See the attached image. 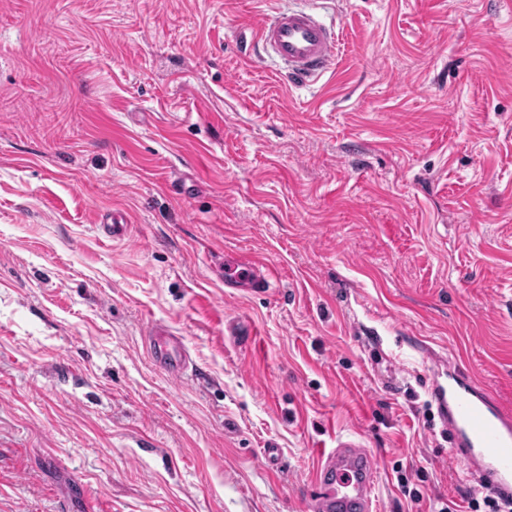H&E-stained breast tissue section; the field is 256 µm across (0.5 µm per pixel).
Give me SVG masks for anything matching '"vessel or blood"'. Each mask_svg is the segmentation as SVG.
Segmentation results:
<instances>
[{
    "instance_id": "obj_1",
    "label": "vessel or blood",
    "mask_w": 512,
    "mask_h": 512,
    "mask_svg": "<svg viewBox=\"0 0 512 512\" xmlns=\"http://www.w3.org/2000/svg\"><path fill=\"white\" fill-rule=\"evenodd\" d=\"M257 45L290 76L309 80L327 71L337 51L338 36L314 8H291L265 16L257 30ZM276 273L254 259H238L224 266V285L233 290L269 286ZM153 359L172 375H181L190 359L178 337L153 330ZM438 401L448 412V425L458 436L459 450L489 469L492 487L512 496V414L477 389L464 369L448 368V386ZM318 464L309 478L313 512H374V461L370 453L350 441L331 451L318 450Z\"/></svg>"
}]
</instances>
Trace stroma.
<instances>
[{
    "mask_svg": "<svg viewBox=\"0 0 512 512\" xmlns=\"http://www.w3.org/2000/svg\"><path fill=\"white\" fill-rule=\"evenodd\" d=\"M304 2L0 0V512H312L347 438L376 512L476 485L433 388L512 410V0H321L295 82L242 48ZM275 278L273 269L255 259L240 258L224 265V288L256 291L269 286ZM150 340L153 359L172 375L180 376L187 369L190 359L178 337L166 336L164 332L153 329Z\"/></svg>",
    "mask_w": 512,
    "mask_h": 512,
    "instance_id": "1",
    "label": "stroma"
}]
</instances>
